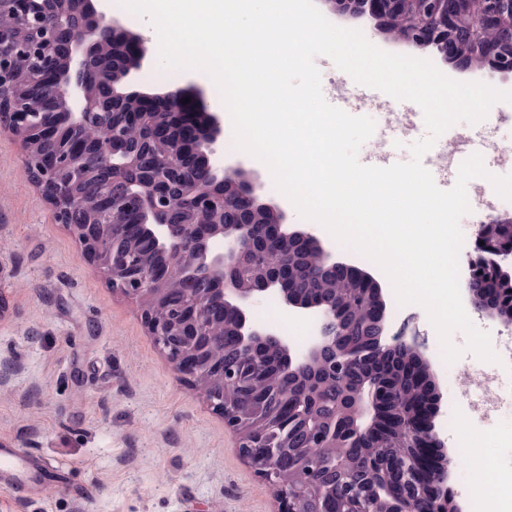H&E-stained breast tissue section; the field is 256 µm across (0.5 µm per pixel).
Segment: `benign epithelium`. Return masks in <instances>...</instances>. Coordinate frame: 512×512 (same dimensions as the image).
I'll use <instances>...</instances> for the list:
<instances>
[{"label": "benign epithelium", "instance_id": "7a95c632", "mask_svg": "<svg viewBox=\"0 0 512 512\" xmlns=\"http://www.w3.org/2000/svg\"><path fill=\"white\" fill-rule=\"evenodd\" d=\"M1 16L8 23L0 24V133L22 143L30 182L87 259L112 288L140 301L143 323L172 368L237 432L239 454L274 489L277 512H373L370 493L349 481L345 458L330 469V491L314 493L336 447L334 422L308 427L311 451L296 456L297 480L282 479L283 460L294 450L280 433L309 418L307 405H318L322 392L308 382V404H296L284 381L316 364L339 381L353 369L367 370L354 405L357 445L373 430L389 433L411 420L406 435L414 452L384 463L400 473L382 490L390 512H461L448 492L450 463L437 456L444 439L432 418L441 398L406 402L404 381L429 363L418 347L389 336L388 293L375 275L307 227L288 223L243 162L224 160V120L202 91L132 89L135 75L151 63L149 39L94 0H0ZM187 97L191 112L181 111ZM131 127L145 131L146 146L130 143ZM90 180L87 195L81 187ZM175 183L190 214L181 224L169 206ZM126 223L139 227L140 246L125 241ZM477 242L462 279L465 298L500 318L493 296L512 285V219L480 225ZM338 272L368 285V341L343 340L348 301L305 288L310 278ZM173 283L180 285L175 298ZM259 296L276 298L289 316L314 321L304 350L253 322ZM218 322L251 358L250 370L224 362ZM267 349L277 355L274 381L261 368ZM388 351L407 354L411 364L383 384L369 365Z\"/></svg>", "mask_w": 512, "mask_h": 512}]
</instances>
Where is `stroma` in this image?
I'll return each instance as SVG.
<instances>
[{"label":"stroma","instance_id":"stroma-1","mask_svg":"<svg viewBox=\"0 0 512 512\" xmlns=\"http://www.w3.org/2000/svg\"><path fill=\"white\" fill-rule=\"evenodd\" d=\"M136 83L162 89L196 85L212 111L222 98L191 70L144 68ZM468 148L512 142V123L488 115L464 122ZM390 330L421 346L441 409L434 420L452 456L448 488L463 512H504L487 491L492 473L512 472V407L488 420L471 410L466 374L496 372L512 389V365L466 352L453 364L425 310L390 304ZM252 318L275 325L297 348L312 324L258 297ZM0 444L21 451L29 477L0 479V512H276L273 489L242 460L236 435L201 394L180 380L155 346L135 302L113 290L29 181L18 140L0 134Z\"/></svg>","mask_w":512,"mask_h":512}]
</instances>
